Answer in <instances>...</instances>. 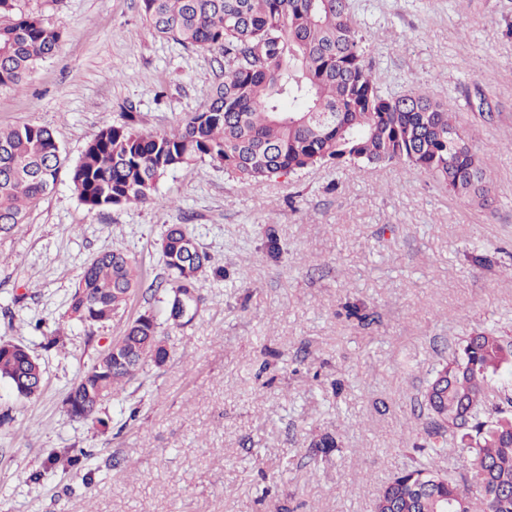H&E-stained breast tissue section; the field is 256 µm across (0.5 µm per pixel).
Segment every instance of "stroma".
<instances>
[{
  "mask_svg": "<svg viewBox=\"0 0 512 512\" xmlns=\"http://www.w3.org/2000/svg\"><path fill=\"white\" fill-rule=\"evenodd\" d=\"M15 11L65 35L23 87H0V128L49 127L72 162L106 125L173 133L224 62L149 34L139 0ZM351 12L382 93L453 104L487 167V204L402 164L250 183L205 161L166 174L153 202L90 212L60 174L0 236V340L44 371L30 400L0 380V512H372L418 455L432 366L478 329L512 336V0H351ZM167 224L189 225L225 276L201 277L164 365L146 363L102 423L72 420L68 392L125 324L167 319L150 288ZM110 250L135 258L142 286L89 333L70 293ZM325 434L336 448L312 454ZM68 448L91 451L83 472L51 465Z\"/></svg>",
  "mask_w": 512,
  "mask_h": 512,
  "instance_id": "stroma-1",
  "label": "stroma"
}]
</instances>
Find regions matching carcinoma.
I'll list each match as a JSON object with an SVG mask.
<instances>
[{
  "label": "carcinoma",
  "instance_id": "obj_1",
  "mask_svg": "<svg viewBox=\"0 0 512 512\" xmlns=\"http://www.w3.org/2000/svg\"><path fill=\"white\" fill-rule=\"evenodd\" d=\"M147 30L186 47L224 54L212 94L176 132L144 136L108 125L86 145L69 177L90 212L154 200L172 170L209 160L250 182L290 176L317 165L404 163L432 175L456 196L480 204L489 185L482 158L456 124L446 101L379 90L354 26L350 0H141ZM61 25L22 15L0 23V86L23 87L35 65L58 51ZM52 131L26 124L0 128V235L25 223L28 210L52 190L64 167ZM169 318L176 295L196 291L212 266L184 224L161 235ZM141 286L127 253H99L70 298L84 327L110 321ZM83 371L66 398L76 421L106 426L103 405L143 364L169 358L156 318L142 314ZM43 369L16 343H0V380L25 398L39 394ZM512 336L489 328L465 337L441 359L423 392L427 421L420 458L376 497L373 512H512ZM470 453L473 486L441 466L452 449ZM90 457L64 452V468Z\"/></svg>",
  "mask_w": 512,
  "mask_h": 512
}]
</instances>
